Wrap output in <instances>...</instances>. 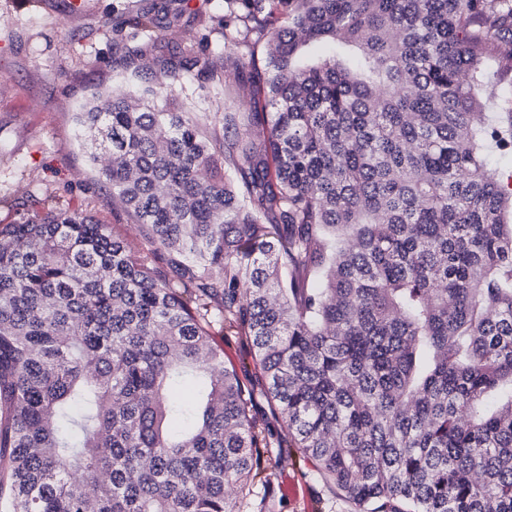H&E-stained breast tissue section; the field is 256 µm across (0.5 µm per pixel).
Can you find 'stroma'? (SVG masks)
Wrapping results in <instances>:
<instances>
[{
	"instance_id": "35a3bbf8",
	"label": "stroma",
	"mask_w": 512,
	"mask_h": 512,
	"mask_svg": "<svg viewBox=\"0 0 512 512\" xmlns=\"http://www.w3.org/2000/svg\"><path fill=\"white\" fill-rule=\"evenodd\" d=\"M139 13L157 17L158 26H133ZM188 53L224 73L212 80L183 74L175 94L203 130L223 140L225 113L261 109L250 79L236 73V54L224 51V0H0V224L57 202L110 224L131 251L147 249L134 217L97 180L75 115L93 91L137 89L141 77L160 78L163 61ZM212 334L225 367L246 388L263 436L260 460L276 465L268 487L239 497L240 512H357L311 461L282 447V418L248 337ZM286 472L303 478L307 499L281 493Z\"/></svg>"
}]
</instances>
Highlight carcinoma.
Returning <instances> with one entry per match:
<instances>
[{
	"label": "carcinoma",
	"mask_w": 512,
	"mask_h": 512,
	"mask_svg": "<svg viewBox=\"0 0 512 512\" xmlns=\"http://www.w3.org/2000/svg\"><path fill=\"white\" fill-rule=\"evenodd\" d=\"M270 109L224 165L169 83L76 120L137 219L0 225V512H236L264 469L211 328L251 340L296 448L359 512H512V151L474 111L512 0H224ZM263 44V50L255 46Z\"/></svg>",
	"instance_id": "obj_1"
}]
</instances>
